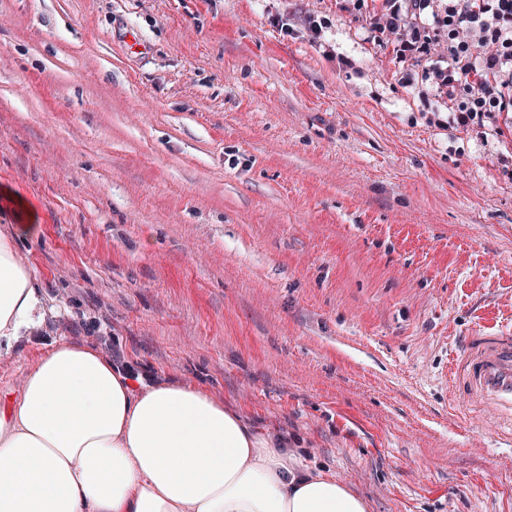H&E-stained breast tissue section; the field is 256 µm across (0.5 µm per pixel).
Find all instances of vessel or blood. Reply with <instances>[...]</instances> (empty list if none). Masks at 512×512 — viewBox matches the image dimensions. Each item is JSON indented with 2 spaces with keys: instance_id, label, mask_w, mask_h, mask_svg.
Here are the masks:
<instances>
[{
  "instance_id": "1",
  "label": "vessel or blood",
  "mask_w": 512,
  "mask_h": 512,
  "mask_svg": "<svg viewBox=\"0 0 512 512\" xmlns=\"http://www.w3.org/2000/svg\"><path fill=\"white\" fill-rule=\"evenodd\" d=\"M455 397L476 398V422L488 424L512 446V329L469 336L448 379Z\"/></svg>"
}]
</instances>
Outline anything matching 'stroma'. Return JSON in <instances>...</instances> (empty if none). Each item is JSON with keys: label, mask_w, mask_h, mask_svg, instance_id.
I'll return each instance as SVG.
<instances>
[{"label": "stroma", "mask_w": 512, "mask_h": 512, "mask_svg": "<svg viewBox=\"0 0 512 512\" xmlns=\"http://www.w3.org/2000/svg\"><path fill=\"white\" fill-rule=\"evenodd\" d=\"M409 0H0V227L56 340L188 384L366 512H512V451L450 402L512 327V111L460 116ZM137 37L140 51L129 48Z\"/></svg>", "instance_id": "35a3bbf8"}]
</instances>
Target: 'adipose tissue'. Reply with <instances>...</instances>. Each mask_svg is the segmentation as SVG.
I'll list each match as a JSON object with an SVG mask.
<instances>
[{
	"label": "adipose tissue",
	"mask_w": 512,
	"mask_h": 512,
	"mask_svg": "<svg viewBox=\"0 0 512 512\" xmlns=\"http://www.w3.org/2000/svg\"><path fill=\"white\" fill-rule=\"evenodd\" d=\"M0 232V355L44 308ZM0 512H366L286 437L254 428L190 385L133 382L99 351L52 344L19 386L0 387Z\"/></svg>",
	"instance_id": "obj_1"
}]
</instances>
